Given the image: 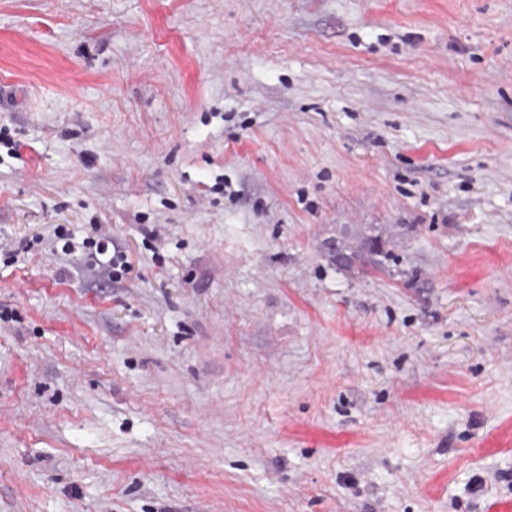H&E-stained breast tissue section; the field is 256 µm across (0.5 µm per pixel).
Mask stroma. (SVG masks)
I'll return each mask as SVG.
<instances>
[{
	"label": "stroma",
	"mask_w": 512,
	"mask_h": 512,
	"mask_svg": "<svg viewBox=\"0 0 512 512\" xmlns=\"http://www.w3.org/2000/svg\"><path fill=\"white\" fill-rule=\"evenodd\" d=\"M0 243V512L512 497V0H0ZM81 250L85 254L84 260L89 268L101 272L108 279L117 280L130 270L131 262L128 255L114 247L112 251L111 236L102 232L99 226L95 227L93 238L87 237L83 240Z\"/></svg>",
	"instance_id": "1"
}]
</instances>
